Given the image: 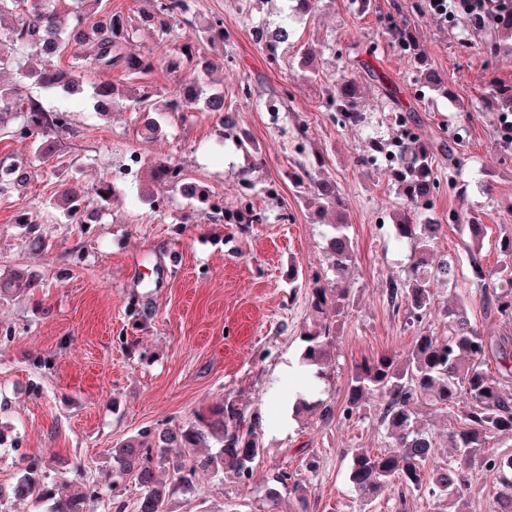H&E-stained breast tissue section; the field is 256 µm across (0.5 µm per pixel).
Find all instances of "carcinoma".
<instances>
[{
  "label": "carcinoma",
  "mask_w": 512,
  "mask_h": 512,
  "mask_svg": "<svg viewBox=\"0 0 512 512\" xmlns=\"http://www.w3.org/2000/svg\"><path fill=\"white\" fill-rule=\"evenodd\" d=\"M62 0H0V69L15 66L25 78L34 80L44 91L68 94L90 84L94 107L110 111L117 86L110 80H97L100 72L120 71L138 78L152 73L159 65L151 54H132L127 45L149 35L157 40L168 36L172 22L179 20L191 32L179 48L181 60H166L164 66L179 74L172 92H160L151 85L134 90L135 111L150 113L215 112L222 115L219 139L236 148L254 153L253 168L264 163L262 152L253 147L236 121L224 112V95L210 92L203 75L216 63L201 50L207 43L223 46L230 40L224 20L213 17L205 25L193 24L195 0H149L150 9L133 21L119 13L105 10L102 0H69L66 18L58 10ZM494 37L487 51L512 53V8L500 12L493 23ZM391 38L403 54L414 59L416 79L429 92L452 96L447 83L428 66L406 25H386ZM71 60L65 66L54 62L65 50ZM33 56L41 67L24 70L23 60ZM358 85L344 77L336 83L325 102L340 125L362 128L367 116L358 105ZM485 107L496 112H512V85L496 82L489 90ZM68 114L50 111L29 96L18 85L0 87V131L22 141H30L33 155L20 154L0 160V194L25 185L32 170L53 160L55 140L69 130ZM448 160L455 158V144L437 146L418 135L406 139L401 135L391 141L368 137L365 152L371 159L391 155L386 172L397 186L406 207L393 219L394 236L409 243L412 252L404 276L386 286L388 302L394 310H404L405 322L413 326L422 321L432 308L431 284L458 281L459 262L437 252L443 225L425 217L439 189L435 171L437 150ZM322 167L320 160L300 163L288 173V179L319 202L317 215L324 219L332 211L337 222L327 225L325 235L329 256L331 283L316 281L308 287L311 328L304 336L306 346L300 364L316 387L328 375L331 366L333 319L344 314L351 303L350 274L356 262L354 242L347 233L341 210L343 195L336 182L318 179L312 169ZM151 182L177 191L189 201L197 200L210 209V217L224 224H264L267 215L255 207L251 197L256 188L251 172L246 170L239 180L241 192L232 201L212 195L197 185L185 193L183 167L165 159L149 171ZM115 197L108 179L92 190L79 183L64 180L60 190L47 206L45 224H56L64 217L68 224H89L97 219ZM466 250L472 263V281L479 287V297L487 314L507 321L512 319V234L500 239L499 250L505 257L497 272L484 269L476 251L483 245L485 225L466 220ZM37 287L34 277L18 271L0 273V299L27 296ZM448 335L422 331L415 336L407 355L381 354L356 364L350 374L344 411L347 417L360 412L367 396L378 393L385 404L378 425L399 451L375 454L363 448L351 450L349 481L364 501H371L385 490L399 487L401 493L428 491L431 495L453 499L454 512H468L474 493L473 473L484 471L496 482L498 492L490 512H512V455L499 456L489 451V440L512 438V336H486L472 326L468 303L461 299L444 310ZM493 356L497 372L483 369L486 357ZM426 402L443 411L461 408L459 426L448 428V447L452 455L445 462L433 461L436 443L432 434L417 425L414 407ZM263 430L258 414L247 410L231 396L212 403L194 415L191 422L178 428L145 430L119 447L112 449L115 464L113 483L119 486L131 479L144 489L138 512H170V491L180 489L192 493L198 475H231L239 480L252 476L262 451ZM167 470L169 485H159L155 467ZM44 463L35 458L24 469L12 487L16 498L47 505L46 512H89L87 505L93 491L82 482L63 494L45 481ZM274 486L266 495L269 510H274L281 490L288 491L297 503V512H307L312 487L292 479L283 471L273 479Z\"/></svg>",
  "instance_id": "cac0c4a2"
}]
</instances>
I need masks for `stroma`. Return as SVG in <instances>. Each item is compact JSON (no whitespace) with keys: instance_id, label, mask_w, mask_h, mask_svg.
<instances>
[{"instance_id":"35a3bbf8","label":"stroma","mask_w":512,"mask_h":512,"mask_svg":"<svg viewBox=\"0 0 512 512\" xmlns=\"http://www.w3.org/2000/svg\"><path fill=\"white\" fill-rule=\"evenodd\" d=\"M287 4L196 0L198 21L221 16L232 36L233 62L209 77L208 88L223 93L262 150L259 185L278 188L274 201L254 195L269 216L263 224L211 223L204 205L177 192L165 193L157 208L145 198L143 174L165 157L178 160L188 181L210 193L237 195L247 159L233 149L211 151L218 116L161 115L159 138L146 141L138 135L145 117L127 99H117L106 118L88 94L47 95L17 71L0 74L2 82L23 84L45 108L71 115L53 167L26 189L0 196V268L28 270L38 281L30 296L0 301V512H44L11 494L31 455L43 458L48 482L81 474L97 491L95 512H137L138 485L112 489L113 448L145 429L186 424L227 395L259 412L264 454L249 480L203 476L198 490L172 497L170 512H263L267 489L284 469L311 483L309 512H451L447 499L425 492L408 497L403 509L394 490L362 502L348 479L347 452L388 450L377 423L383 400L370 396L350 419L342 410L356 363L385 352L405 355L417 332H444L442 311L457 299H468L471 323L485 335L512 333V322L487 316L470 281L467 232L458 221L469 214L486 224L479 258L486 269L499 267L498 243L512 234V147L502 143L500 115L483 99L491 82L512 83V54H488L490 27L470 26L463 16L442 22L426 0H374L368 11L353 0H318L314 14L294 22L292 42L280 46L273 65L253 30L277 21ZM390 17L412 31L453 98L419 91L413 63L385 32ZM300 47L314 55L315 74L300 70ZM344 75L361 90L369 131L338 126L325 110ZM244 82L252 100L238 94ZM281 94L288 102L275 120L262 104ZM403 114L423 137L457 142L455 161L438 158L440 188L430 215L444 226L438 250L459 259V278L435 284L433 309L413 327L385 299L386 283L403 276L408 264L409 250L391 230L401 199L384 168L363 157L367 134L394 137ZM299 122L306 131L301 141L294 133ZM132 153L141 158L142 174L115 183L116 199L100 223H17L22 212L44 216L62 179L94 187ZM315 157L323 163L321 176L335 179L343 192L357 254L354 302L333 334L335 361L318 394L324 411L280 431L276 425L297 383L278 367L299 359L309 323L305 286L291 290L288 274L298 269L306 285L327 270L318 206L284 172ZM283 211L288 221L279 220ZM33 236L47 238L48 248H30ZM134 303L147 305L145 317L131 315ZM310 453L317 460L312 472L303 465Z\"/></svg>"}]
</instances>
